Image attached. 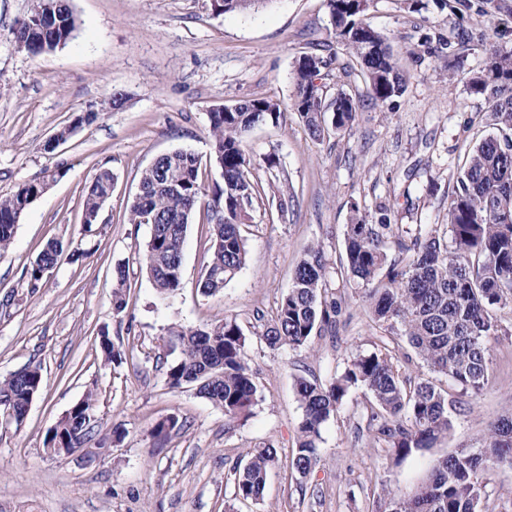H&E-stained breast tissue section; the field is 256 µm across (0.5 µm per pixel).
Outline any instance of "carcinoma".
I'll return each instance as SVG.
<instances>
[{
	"instance_id": "1",
	"label": "carcinoma",
	"mask_w": 512,
	"mask_h": 512,
	"mask_svg": "<svg viewBox=\"0 0 512 512\" xmlns=\"http://www.w3.org/2000/svg\"><path fill=\"white\" fill-rule=\"evenodd\" d=\"M48 19L36 23L32 15L16 22V46L54 50L66 44L76 29L71 0H51ZM267 0H212L218 13L244 12ZM336 42L346 47L365 77L370 103L394 105L405 91L406 72L386 38L365 18L363 0H328ZM484 59L469 80L470 91L483 97L489 109L482 116L493 133L474 148L454 179L445 223L428 224L406 239L386 216L379 224L362 218L347 225L344 262L339 273L346 288L366 293L376 318L388 325L374 351L357 355L327 383L295 378L303 410L291 468L307 478L318 461L321 430L337 414L355 388L366 391L369 427L385 440L395 460L415 448H429L451 429L454 401L448 391L408 373L400 357L405 341L430 368L464 391L478 392L488 381L486 340L502 330L497 311L512 307V48L482 41ZM331 62L317 54L299 57L293 73V107L310 136L320 141L329 130L339 133L356 120L363 102L342 93L326 112L321 69ZM280 104L268 99L246 100L235 112L209 113L213 159L222 163L223 184H216L205 201L201 160L175 150L161 156L140 176L142 190L129 207L128 223L148 217L150 239L140 257V272L164 297L182 284V247L195 211H206L209 258L198 287L215 295L244 268L247 242L241 226L251 219L254 203L266 192L285 212L284 194L259 185L252 173L245 137L261 124L277 125ZM115 183L111 170L94 175L84 211L100 209L102 197ZM45 183L29 182L0 197V252L14 238L18 213L44 190ZM63 244L48 242L27 268L28 286L38 287L46 269L55 266ZM129 270H115L113 309L120 314L129 304ZM331 270L324 252L310 248L293 272V283L282 296L274 317L260 336L271 348L296 349L322 332H336L341 303L329 293ZM169 343L179 357L168 364L171 389L193 386L197 394L224 409L226 423L247 419L257 404L258 387L245 355L246 336L234 317L219 319L201 329L173 326ZM99 347L107 361L121 364L125 353L101 333ZM43 386L41 367L28 366L0 379V414L21 425L31 399ZM95 403L90 391L57 422L50 441L59 448H75L96 431L86 425ZM178 417L160 420L151 434L164 440L178 426ZM277 459L268 445L233 468L231 498L257 502L263 498L268 470ZM512 464V414L498 419L479 448H460L435 460L427 476L407 492L387 491L385 512H482L488 472L497 464Z\"/></svg>"
}]
</instances>
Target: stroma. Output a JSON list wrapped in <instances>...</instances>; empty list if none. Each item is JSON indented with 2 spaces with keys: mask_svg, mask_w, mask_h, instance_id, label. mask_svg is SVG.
<instances>
[{
  "mask_svg": "<svg viewBox=\"0 0 512 512\" xmlns=\"http://www.w3.org/2000/svg\"><path fill=\"white\" fill-rule=\"evenodd\" d=\"M33 0H0V197L47 180L21 213L14 241L0 254V378L40 365L43 389L22 425L0 418V512H383V486L405 492L429 464L461 448L483 444L491 424L512 412V335L487 342L489 380L471 394L449 386L452 429L433 447L394 462L385 442L367 429L362 390H354L322 431L319 461L307 479L290 466L302 409L294 379L329 382L353 355L378 344L363 290H342L336 335L313 336L308 346L272 349L260 336L292 284L309 247L329 264L344 255L353 216L377 223L389 207L392 223L413 229L441 223L453 177L486 136L478 123L482 97L468 81L483 60L474 41L458 47L459 30L512 48V0H369L367 18L388 39L409 76L393 111L365 106L353 127L313 140L293 107L292 76L305 53L339 55L327 0H270L247 13H216L211 0H71L73 38L37 57L19 50L11 30ZM449 40L443 51L425 39ZM127 100L110 106L114 94ZM278 102V125H260L246 149L254 175L289 198L287 212L256 201L244 224L250 256L224 287L207 296L197 281L208 260L201 215H194L183 247V280L160 298L138 272L148 224L127 221L142 171L159 155L183 150L202 160L213 186L221 171L211 162L210 110L250 99ZM98 118L54 150L47 142L82 113ZM279 165L266 169L263 159ZM116 176L97 224L83 222L86 191L97 170ZM64 251L38 288L26 268L48 240ZM129 267L130 301L112 306L117 264ZM236 317L262 399L251 418L226 425L224 411L194 387L169 389L165 364L177 353L167 330L202 328ZM108 332L126 358L104 361L99 335ZM103 431L122 426L121 443L93 452L48 455L45 442L57 420L87 391ZM181 425L165 442L152 426L169 415ZM272 445L261 501L231 500L228 479L250 452Z\"/></svg>",
  "mask_w": 512,
  "mask_h": 512,
  "instance_id": "obj_1",
  "label": "stroma"
}]
</instances>
